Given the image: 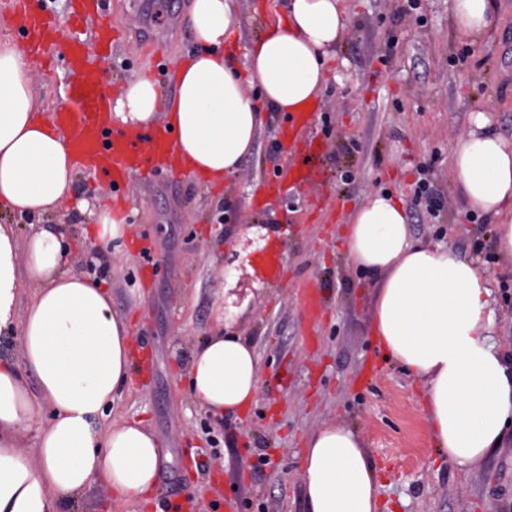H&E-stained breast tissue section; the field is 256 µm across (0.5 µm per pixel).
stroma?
Masks as SVG:
<instances>
[{
    "mask_svg": "<svg viewBox=\"0 0 512 512\" xmlns=\"http://www.w3.org/2000/svg\"><path fill=\"white\" fill-rule=\"evenodd\" d=\"M28 2L35 10L52 7L58 17L54 69L35 85L47 115L68 105L61 92L75 27L70 0ZM143 2L116 0L120 32L99 59L103 87L116 98L145 74L143 45L153 41L166 65L157 83L170 99L175 67L195 49L189 0H153L158 12L150 24ZM284 4L235 0L236 57L284 14ZM345 5L350 22L305 132L321 147V179L288 194L262 192L303 147L284 136L281 113L269 110L239 172L220 182L192 172H144L118 199L102 177L79 169L75 194L110 209L127 228L120 252L102 265L85 261L88 215L72 209L51 217L70 247L69 268L111 288L113 310L152 359L149 375L131 374L109 417L143 422L171 457L146 499L122 501L97 484L68 512H163L164 493L176 488L206 505L217 482L229 512H306L303 448L325 423L362 435L380 512H512V438L469 473L437 450L424 387L379 348L371 329L375 283L349 263L343 242L349 217L368 195L402 198L414 243L446 248L487 272L492 335L512 356V257L497 251L492 218L465 202L449 167L473 112H488L496 131L512 137V0H495L491 28L469 39L454 30L452 0ZM422 179L436 189L438 218L416 196ZM139 236L154 243L149 261L135 255ZM267 240L278 248L281 277L262 282L253 259ZM228 307L256 349L261 381L249 408L217 418L192 402L187 370ZM262 454L271 463L253 472ZM203 460L209 472L197 470Z\"/></svg>",
    "mask_w": 512,
    "mask_h": 512,
    "instance_id": "35a3bbf8",
    "label": "stroma"
}]
</instances>
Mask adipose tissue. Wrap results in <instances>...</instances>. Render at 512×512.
<instances>
[{"label": "adipose tissue", "mask_w": 512, "mask_h": 512, "mask_svg": "<svg viewBox=\"0 0 512 512\" xmlns=\"http://www.w3.org/2000/svg\"><path fill=\"white\" fill-rule=\"evenodd\" d=\"M235 0H191L196 50L177 70V92L132 79L111 120L135 130L163 121L176 133L181 164L213 181L237 173L264 126L244 90L257 85L273 110L304 112L323 93L325 64L349 16L343 0H287L284 20L245 55L240 78L225 51L240 20ZM493 0H452L459 34L489 29ZM37 65L21 47L0 44V205L35 217L27 236L0 224V335H19L29 392L16 366L0 359V512H63L96 481L131 500L154 490L169 457L143 423L106 419L130 376L133 342L112 294L70 272L63 239L43 217L71 203L76 165L60 132L37 117ZM450 168L464 199L494 215L496 248L512 256V138L475 112ZM350 262L376 278L373 333L386 357L426 388L429 436L450 462L478 468L512 433V366L490 337L489 278L472 260L414 244L403 199L370 195L351 215ZM260 387L259 357L232 323L193 351L189 389L212 415L235 414ZM38 426L36 460L21 449ZM307 512H378V483L361 436L328 423L304 453Z\"/></svg>", "instance_id": "ef3b65f1"}]
</instances>
